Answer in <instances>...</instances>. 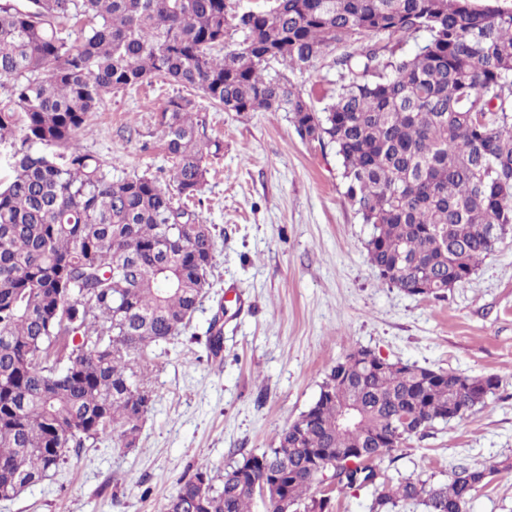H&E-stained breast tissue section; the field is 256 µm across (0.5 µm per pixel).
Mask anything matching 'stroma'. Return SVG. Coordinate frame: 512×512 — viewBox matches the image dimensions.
Returning <instances> with one entry per match:
<instances>
[{"mask_svg": "<svg viewBox=\"0 0 512 512\" xmlns=\"http://www.w3.org/2000/svg\"><path fill=\"white\" fill-rule=\"evenodd\" d=\"M335 52L302 70L270 64L316 106L329 103ZM182 89L162 81L108 96L81 135L116 178L167 182L159 112ZM206 159L198 212L214 251L209 288L186 329L148 351L154 402L135 448L85 445L0 512H165L197 463L222 478L249 454L275 447L315 401L327 370L358 347L387 361L499 386L463 421L438 423L380 465L390 482L447 480L454 463L503 470L469 512H512V233L445 297L410 296L382 283L368 261L372 227L345 197L334 147L308 142L283 111L238 114L202 100ZM224 315L219 357L199 338Z\"/></svg>", "mask_w": 512, "mask_h": 512, "instance_id": "stroma-1", "label": "stroma"}]
</instances>
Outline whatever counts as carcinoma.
<instances>
[{
    "label": "carcinoma",
    "instance_id": "1",
    "mask_svg": "<svg viewBox=\"0 0 512 512\" xmlns=\"http://www.w3.org/2000/svg\"><path fill=\"white\" fill-rule=\"evenodd\" d=\"M47 19L0 3V497L12 500L70 449L132 447L150 409L142 363L180 335L209 286V225L180 201L205 180L196 101L160 111L172 162L165 185L114 179L80 136L105 98L163 76L229 112L282 110L298 135L342 160L345 196L372 225L367 257L403 292L439 298L466 282L512 230V12L472 0H263L234 17L226 0H43ZM82 24L79 36H63ZM384 34L387 42H365ZM414 42L408 54L400 46ZM342 46L331 102L318 109L272 61L306 68ZM224 322L206 331L207 357ZM351 350L277 446L235 462L220 485L205 464L166 512H328L312 489L376 485L370 512L416 502L459 512L501 472L467 462L448 482H376L412 436L485 403L498 378L366 363ZM369 456L346 466L352 448Z\"/></svg>",
    "mask_w": 512,
    "mask_h": 512
}]
</instances>
